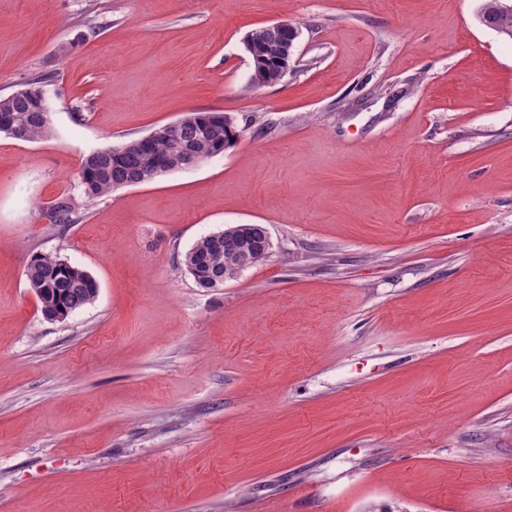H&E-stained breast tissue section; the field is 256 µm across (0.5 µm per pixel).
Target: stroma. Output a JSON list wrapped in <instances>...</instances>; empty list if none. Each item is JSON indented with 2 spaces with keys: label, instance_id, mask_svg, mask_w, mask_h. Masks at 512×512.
I'll return each mask as SVG.
<instances>
[{
  "label": "stroma",
  "instance_id": "obj_1",
  "mask_svg": "<svg viewBox=\"0 0 512 512\" xmlns=\"http://www.w3.org/2000/svg\"><path fill=\"white\" fill-rule=\"evenodd\" d=\"M477 6L0 0V97L44 78L51 117L0 135V512H512V41ZM191 112L239 142L86 201L87 155ZM233 224L268 257L199 287ZM36 253L95 300L44 319ZM285 39V34H279L270 29L269 26H264L253 31L246 39V49L253 56L254 66V56L260 57L273 65L281 56L283 41ZM238 225L243 224L227 227L226 229L228 232L226 235L223 233H215L209 237L213 242H218L225 238V244L221 248L215 247L211 241L205 238V236L200 238L191 247L194 248V251L192 252L195 257L194 264L198 266L200 272L198 279H196L186 267L185 260L188 251L184 255V266L186 267V270L194 277L199 287L207 288L205 281L212 274L219 275L224 278L223 279L219 276H215L211 280V286L218 287L224 283V280L231 279L241 271L239 253L237 251V243L240 241V239L247 235V232L253 233L255 237L261 236L263 227L261 224H251L252 227L245 229L249 231H243L244 229L238 228Z\"/></svg>",
  "mask_w": 512,
  "mask_h": 512
}]
</instances>
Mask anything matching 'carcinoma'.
Instances as JSON below:
<instances>
[{"label": "carcinoma", "instance_id": "obj_1", "mask_svg": "<svg viewBox=\"0 0 512 512\" xmlns=\"http://www.w3.org/2000/svg\"><path fill=\"white\" fill-rule=\"evenodd\" d=\"M477 15L482 25L512 40V8H506L503 0H480ZM285 39L286 35L264 26L247 37L246 49L273 64L281 56ZM50 125L43 80L31 81L26 88L0 98V133L18 141H33L45 136ZM236 141L237 136L215 126L207 135L198 136L192 128L182 130L177 137L156 135L145 140L142 146L132 139L122 144L125 153L118 158L112 157V148L106 147L84 159L79 173L82 194L93 201L123 187L124 181L132 176L143 183L149 182L153 180L157 162L167 164L172 170L185 169L190 157L198 156L203 160L217 157ZM53 210L56 224L78 222L76 208L68 198L57 199ZM249 232L261 236L262 225L254 224L247 232L236 225L227 227L221 248L204 237L193 245L194 264L200 272L196 279L199 287H205L206 279L212 274L227 280L240 272L237 243ZM26 278L37 297L42 316L49 321L55 320L61 307L73 313L91 303L97 295L92 275L52 254L33 255L26 266Z\"/></svg>", "mask_w": 512, "mask_h": 512}]
</instances>
